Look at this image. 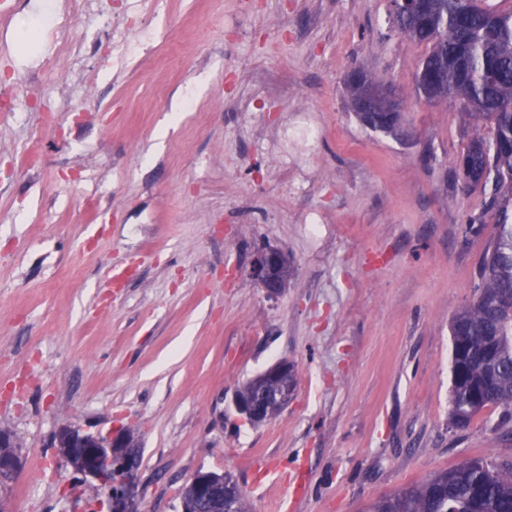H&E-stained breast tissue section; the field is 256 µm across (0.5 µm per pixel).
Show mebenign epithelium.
<instances>
[{"instance_id": "obj_1", "label": "benign epithelium", "mask_w": 512, "mask_h": 512, "mask_svg": "<svg viewBox=\"0 0 512 512\" xmlns=\"http://www.w3.org/2000/svg\"><path fill=\"white\" fill-rule=\"evenodd\" d=\"M362 90V99L380 103L390 112L401 111L398 99L383 85L366 82ZM251 276L267 298H277L291 276L288 255L272 247L258 251L251 262ZM295 382L294 366L282 359L250 379L251 393L234 395L235 409L251 423H262L288 404ZM55 442L61 461L83 480L96 483L112 512H139L141 445L137 439L122 428L90 432L63 427L56 432ZM187 489L195 506L205 504L218 512H235L239 485L226 474L199 470Z\"/></svg>"}]
</instances>
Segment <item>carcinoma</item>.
Segmentation results:
<instances>
[{
    "mask_svg": "<svg viewBox=\"0 0 512 512\" xmlns=\"http://www.w3.org/2000/svg\"><path fill=\"white\" fill-rule=\"evenodd\" d=\"M392 23L430 46L418 92L432 101L444 87L466 91L464 105L489 126L468 143L458 167L466 184L489 193L496 234L474 284V299L451 323L449 423L469 424L488 405L512 419V10L484 0H425L414 12L391 10ZM363 125L390 133L398 112L357 105L359 87L346 80ZM367 512H512V460L487 455L439 471L377 501Z\"/></svg>",
    "mask_w": 512,
    "mask_h": 512,
    "instance_id": "cac0c4a2",
    "label": "carcinoma"
}]
</instances>
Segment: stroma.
Wrapping results in <instances>:
<instances>
[{
  "label": "stroma",
  "mask_w": 512,
  "mask_h": 512,
  "mask_svg": "<svg viewBox=\"0 0 512 512\" xmlns=\"http://www.w3.org/2000/svg\"><path fill=\"white\" fill-rule=\"evenodd\" d=\"M30 2L0 0L16 101L0 112V428L21 444L6 512L102 499L58 466L65 425L136 433L140 512H181L200 470L233 475L249 512H365L512 459L501 408L448 425L450 323L495 216L456 173L476 127L460 98L416 96L429 48L389 0H88L75 32L56 0L24 39ZM358 67L399 95L401 135L352 111ZM295 108L319 131L305 154ZM264 245L293 267L274 300L250 275ZM282 359L291 401L246 422L235 390Z\"/></svg>",
  "instance_id": "stroma-1"
}]
</instances>
